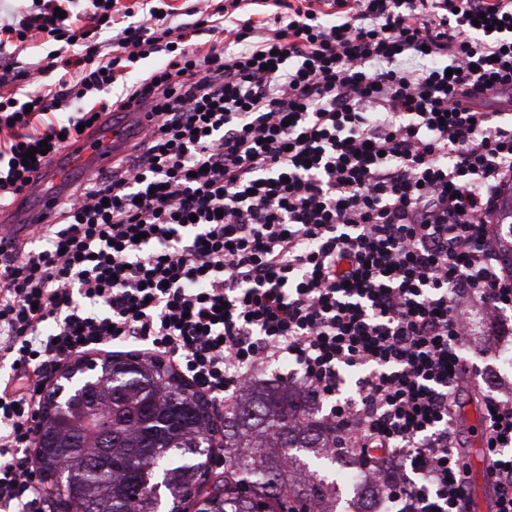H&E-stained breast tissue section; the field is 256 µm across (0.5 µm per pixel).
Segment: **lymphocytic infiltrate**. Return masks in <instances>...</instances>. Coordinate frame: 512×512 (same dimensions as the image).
Wrapping results in <instances>:
<instances>
[{
	"label": "lymphocytic infiltrate",
	"instance_id": "obj_1",
	"mask_svg": "<svg viewBox=\"0 0 512 512\" xmlns=\"http://www.w3.org/2000/svg\"><path fill=\"white\" fill-rule=\"evenodd\" d=\"M63 2L0 22L1 70L33 39L58 47L0 94V210L45 161L29 149L57 153L135 100L154 120L52 223L0 237V504L40 512L27 450L60 363L133 344L216 407L278 369L328 404L337 458L385 479L394 512H472L470 314L512 317L494 227L512 0H219L178 24L85 0L82 26ZM482 401L494 512H512V387ZM461 398H462V407L460 409V421H461V426H462L464 434H465V439L468 441V444H469V447L471 448V453H472L471 457H470V461H471L470 485H471L472 481L474 479V476H475L472 472V468H474V466L481 468L482 465L484 466V462L482 461L480 456L474 450V448H478V447H473V445H472V442H471L472 439H471V434H470L471 428L469 427V423L462 417V412L464 409H469V407L471 405H473L475 407L478 406L481 409V401H480V397L477 394V392L472 391V393H469L468 388H465L464 391H462ZM481 412H482V409H481Z\"/></svg>",
	"mask_w": 512,
	"mask_h": 512
}]
</instances>
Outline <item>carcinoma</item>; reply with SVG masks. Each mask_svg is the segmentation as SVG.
Here are the masks:
<instances>
[{
    "mask_svg": "<svg viewBox=\"0 0 512 512\" xmlns=\"http://www.w3.org/2000/svg\"><path fill=\"white\" fill-rule=\"evenodd\" d=\"M48 395L36 436L39 471L64 492L62 512H159L154 485L182 503L209 481L216 450L224 478L204 512H333L331 437L288 387L248 393L215 422L194 386L137 356L76 369Z\"/></svg>",
    "mask_w": 512,
    "mask_h": 512,
    "instance_id": "carcinoma-1",
    "label": "carcinoma"
}]
</instances>
